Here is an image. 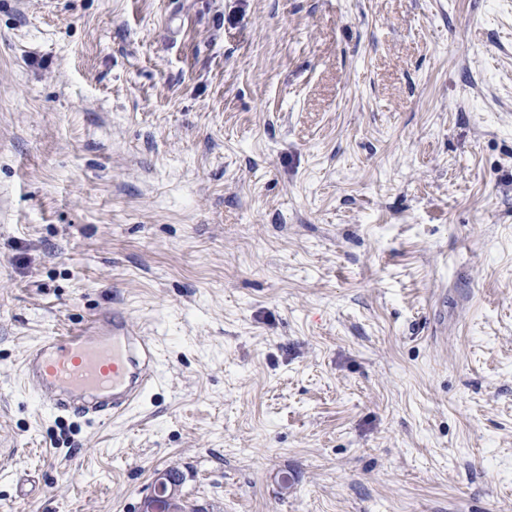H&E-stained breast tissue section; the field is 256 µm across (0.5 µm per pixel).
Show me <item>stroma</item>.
Instances as JSON below:
<instances>
[{
    "label": "stroma",
    "instance_id": "obj_1",
    "mask_svg": "<svg viewBox=\"0 0 512 512\" xmlns=\"http://www.w3.org/2000/svg\"><path fill=\"white\" fill-rule=\"evenodd\" d=\"M124 308L159 384L17 383ZM512 512V0H0V508ZM182 481L176 480L167 472L158 474L154 480L153 491L150 495L146 496L140 504V512H169L173 509V503L178 499H183L181 496ZM183 500L175 503V512H200V511H187V508L193 507Z\"/></svg>",
    "mask_w": 512,
    "mask_h": 512
}]
</instances>
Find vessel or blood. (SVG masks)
<instances>
[{"label":"vessel or blood","mask_w":512,"mask_h":512,"mask_svg":"<svg viewBox=\"0 0 512 512\" xmlns=\"http://www.w3.org/2000/svg\"><path fill=\"white\" fill-rule=\"evenodd\" d=\"M158 378L152 340L120 308L43 337L20 370L21 387L32 390L43 408L96 424L133 408Z\"/></svg>","instance_id":"vessel-or-blood-1"}]
</instances>
